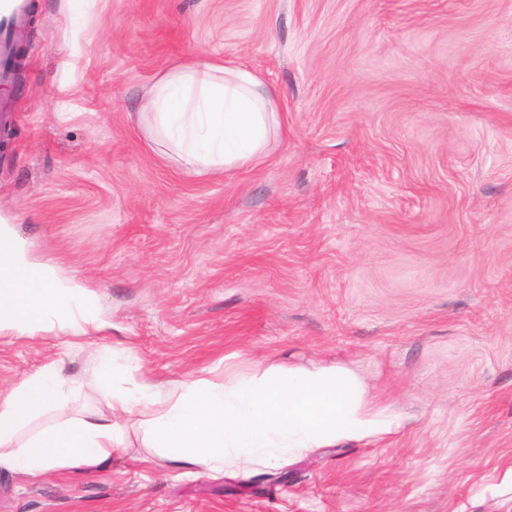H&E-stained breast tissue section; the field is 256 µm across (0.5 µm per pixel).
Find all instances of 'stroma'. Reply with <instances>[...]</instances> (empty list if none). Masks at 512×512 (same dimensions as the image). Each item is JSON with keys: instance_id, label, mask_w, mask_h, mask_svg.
I'll list each match as a JSON object with an SVG mask.
<instances>
[{"instance_id": "stroma-1", "label": "stroma", "mask_w": 512, "mask_h": 512, "mask_svg": "<svg viewBox=\"0 0 512 512\" xmlns=\"http://www.w3.org/2000/svg\"><path fill=\"white\" fill-rule=\"evenodd\" d=\"M0 225L105 328L0 333V395L125 351L212 369L354 364L403 427L274 468L0 467V512H512V0H31ZM251 66L284 124L261 165L187 173L137 124L185 58Z\"/></svg>"}]
</instances>
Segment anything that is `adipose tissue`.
Listing matches in <instances>:
<instances>
[{
    "label": "adipose tissue",
    "mask_w": 512,
    "mask_h": 512,
    "mask_svg": "<svg viewBox=\"0 0 512 512\" xmlns=\"http://www.w3.org/2000/svg\"><path fill=\"white\" fill-rule=\"evenodd\" d=\"M137 118L170 159L196 175L261 164L280 129L278 95L258 73L197 57L157 74ZM31 273L41 280L34 296L21 286ZM99 328L94 295L61 278L54 265L30 259L1 224L0 330L83 338ZM86 383L102 394L109 415H69L70 395ZM86 383L64 379L51 363L1 397L0 466L40 475L111 464L126 420L141 430L151 455L216 472L273 467L320 448L381 439L402 422L356 368L338 362H258L224 379L186 380L171 397L123 351L104 349ZM48 414L52 423L21 438L32 420Z\"/></svg>",
    "instance_id": "adipose-tissue-1"
}]
</instances>
